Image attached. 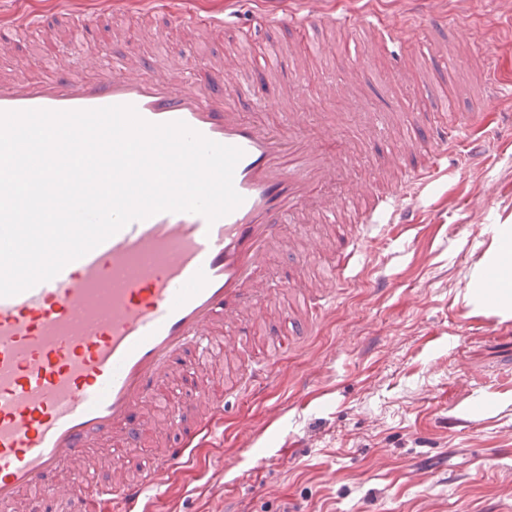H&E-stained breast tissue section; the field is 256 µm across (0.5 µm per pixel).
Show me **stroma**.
I'll return each mask as SVG.
<instances>
[{
  "instance_id": "35a3bbf8",
  "label": "stroma",
  "mask_w": 512,
  "mask_h": 512,
  "mask_svg": "<svg viewBox=\"0 0 512 512\" xmlns=\"http://www.w3.org/2000/svg\"><path fill=\"white\" fill-rule=\"evenodd\" d=\"M386 23L431 8L421 39L449 50L454 76L427 68L411 48L387 42L363 59L366 78L329 89L337 76L318 57L287 79L264 74L267 121L289 111L286 83L310 100L309 124L336 126L372 111L378 94L395 113H419L446 125L438 99L452 96L468 111L483 90L471 66L474 39L484 36L498 78L512 83V29L501 0H372ZM293 0H187L188 10L239 9L253 37L255 62L269 45L295 46L283 19ZM41 14L42 26L0 47V75L23 67L44 72L47 46L70 28L93 23L102 36L70 52L71 71L89 74V60L107 52L132 62L162 59L188 76L207 73L237 50L232 31L203 30L187 40L174 18L145 0H8L13 12ZM274 13L279 23L262 25ZM176 51L158 57L157 40ZM491 135L471 165L449 168L413 207V227L399 225L355 257L357 279L336 291V303L315 333L281 357L277 376L227 396L224 422L195 450L191 469L172 470L149 512H211L210 488L224 485L228 512H512V312L484 308L476 271L497 236L512 231V99L489 105ZM255 436L264 459L243 448Z\"/></svg>"
}]
</instances>
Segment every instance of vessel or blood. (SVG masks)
I'll list each match as a JSON object with an SVG mask.
<instances>
[{"mask_svg":"<svg viewBox=\"0 0 512 512\" xmlns=\"http://www.w3.org/2000/svg\"><path fill=\"white\" fill-rule=\"evenodd\" d=\"M186 33L221 28L220 14L197 15L163 0ZM308 52L329 55L313 40L316 29L339 26L351 34L349 50L385 22L372 9L324 14L317 0H299L288 17ZM246 54L226 58L205 82L166 73L155 65H132L101 57L97 77L54 70L38 79L0 77V112L90 110L134 106L154 124L181 121L207 139L242 150L233 185L242 204L215 220L194 213L163 212L134 221L54 278L19 294L0 297V512H17L32 501L67 512H102L100 498L122 512H141L171 468L192 464L191 445L209 432L224 399L215 382H201L206 407L176 402L169 382L188 357L219 352L225 359L246 353L260 312L273 295L287 293L302 319L272 337L264 362H250L249 382L271 377L296 336L313 334L354 256L372 243L373 230L401 223L410 205L439 174L449 157L466 162L477 154L475 112L448 115V134L430 132L420 115L405 114L399 130L390 115L373 112L366 123L333 132L323 146L304 123L307 102L297 92L295 109L276 124L246 118L262 110L264 90ZM391 136L394 148L375 159L395 179L362 202L361 194L336 197L332 186L367 156L368 143ZM361 210L358 232L341 244L319 287L284 272L277 284L262 277L270 256L287 247L283 229L315 216L335 223L345 209ZM504 265L494 252L478 275L482 303L492 306L502 288ZM175 407L172 440L154 464L131 478L127 463L139 452L141 432L151 430L159 403ZM110 463L112 483L104 495L88 494L85 461Z\"/></svg>","mask_w":512,"mask_h":512,"instance_id":"vessel-or-blood-1","label":"vessel or blood"}]
</instances>
